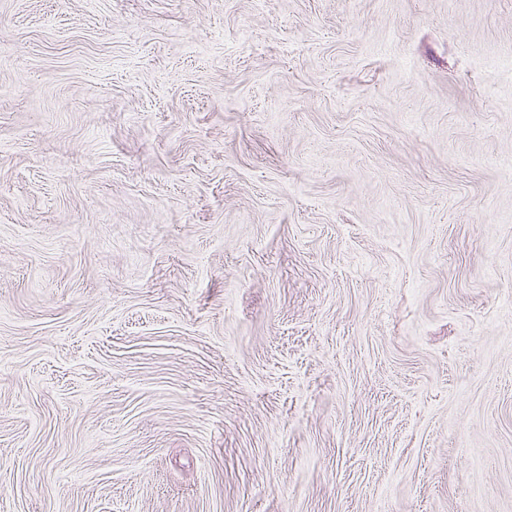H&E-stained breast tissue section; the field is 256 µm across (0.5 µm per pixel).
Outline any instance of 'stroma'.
Instances as JSON below:
<instances>
[{"label": "stroma", "instance_id": "stroma-1", "mask_svg": "<svg viewBox=\"0 0 512 512\" xmlns=\"http://www.w3.org/2000/svg\"><path fill=\"white\" fill-rule=\"evenodd\" d=\"M0 512H512V0H0Z\"/></svg>", "mask_w": 512, "mask_h": 512}]
</instances>
